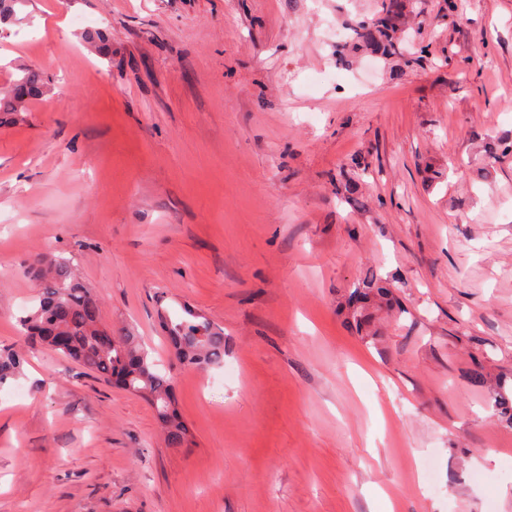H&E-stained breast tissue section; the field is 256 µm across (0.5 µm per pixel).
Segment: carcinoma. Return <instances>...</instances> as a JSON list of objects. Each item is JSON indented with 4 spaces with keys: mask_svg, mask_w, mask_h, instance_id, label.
<instances>
[{
    "mask_svg": "<svg viewBox=\"0 0 512 512\" xmlns=\"http://www.w3.org/2000/svg\"><path fill=\"white\" fill-rule=\"evenodd\" d=\"M27 0H0V23L14 19ZM402 0H380L371 19L350 22L356 40L353 48L365 47L381 57L400 54L398 47ZM42 74L24 69L13 80L9 94L0 98V126L14 123L25 105L44 96ZM26 273L39 283L36 304L19 317L28 339L71 358L104 380L145 397L164 429L172 448L188 441L189 428L174 408L173 381L158 369L140 337L128 331L122 336L99 327L101 303L91 289L76 278L71 266L44 256ZM169 344L186 366L213 367L224 363V330L185 307L165 322ZM21 366L18 353L0 347V384L15 376Z\"/></svg>",
    "mask_w": 512,
    "mask_h": 512,
    "instance_id": "carcinoma-1",
    "label": "carcinoma"
}]
</instances>
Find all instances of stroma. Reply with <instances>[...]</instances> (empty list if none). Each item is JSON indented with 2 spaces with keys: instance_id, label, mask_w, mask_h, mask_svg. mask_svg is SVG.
<instances>
[{
  "instance_id": "stroma-1",
  "label": "stroma",
  "mask_w": 512,
  "mask_h": 512,
  "mask_svg": "<svg viewBox=\"0 0 512 512\" xmlns=\"http://www.w3.org/2000/svg\"><path fill=\"white\" fill-rule=\"evenodd\" d=\"M405 5L401 69L336 54L378 0L19 12L0 91L47 92L0 128V512H512V0ZM42 255L169 371L187 446L21 336ZM186 306L223 365L168 348Z\"/></svg>"
}]
</instances>
